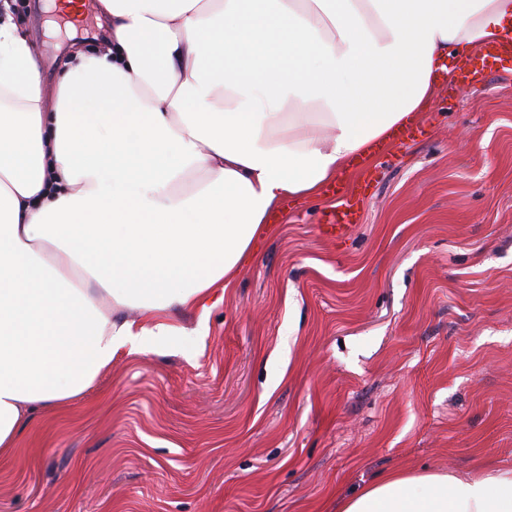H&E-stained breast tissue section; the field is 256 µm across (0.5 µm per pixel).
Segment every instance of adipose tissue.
I'll list each match as a JSON object with an SVG mask.
<instances>
[{
    "instance_id": "obj_1",
    "label": "adipose tissue",
    "mask_w": 512,
    "mask_h": 512,
    "mask_svg": "<svg viewBox=\"0 0 512 512\" xmlns=\"http://www.w3.org/2000/svg\"><path fill=\"white\" fill-rule=\"evenodd\" d=\"M47 82L0 0V456L120 352L184 335L270 214L372 157L512 0H97ZM196 175L192 192L180 191ZM339 512H512V469L390 473Z\"/></svg>"
}]
</instances>
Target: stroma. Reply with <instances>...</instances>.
<instances>
[{
    "label": "stroma",
    "mask_w": 512,
    "mask_h": 512,
    "mask_svg": "<svg viewBox=\"0 0 512 512\" xmlns=\"http://www.w3.org/2000/svg\"><path fill=\"white\" fill-rule=\"evenodd\" d=\"M48 69L97 48L95 12L48 35ZM440 84L419 135L376 163L361 219L336 196L274 213L206 318L120 354L0 458V512H336L400 470L512 468V61ZM362 186L359 187L358 192L341 195L336 208L325 211L322 215L324 232L330 236H336L337 241L343 239L349 229L360 219L361 203L370 182L365 181L363 188Z\"/></svg>",
    "instance_id": "obj_1"
}]
</instances>
